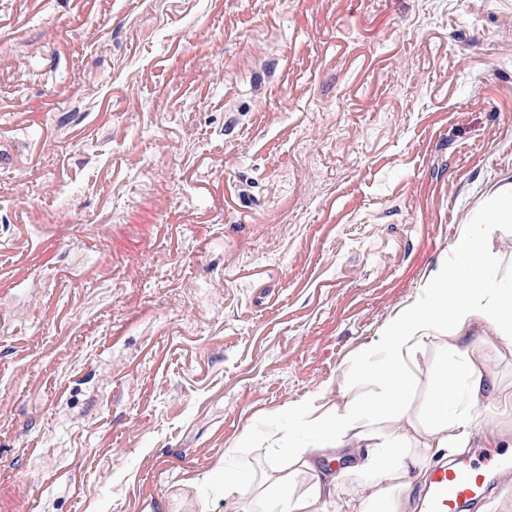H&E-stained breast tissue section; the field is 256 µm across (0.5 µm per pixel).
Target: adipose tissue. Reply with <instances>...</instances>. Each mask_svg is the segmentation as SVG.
I'll use <instances>...</instances> for the list:
<instances>
[{"label":"adipose tissue","mask_w":512,"mask_h":512,"mask_svg":"<svg viewBox=\"0 0 512 512\" xmlns=\"http://www.w3.org/2000/svg\"><path fill=\"white\" fill-rule=\"evenodd\" d=\"M512 223V182L485 201L484 217L466 225L452 246L454 260L426 282L422 295L387 325L378 347L360 351L339 385L343 403L323 409L314 400L288 406L287 422L266 433L269 456L257 470L224 471V494L252 512H403L411 474L435 448L465 444L476 409L512 402L489 370L488 338L469 339L474 326L494 333L512 355V280L499 277L486 249L492 223ZM434 349V378L426 404L411 407L412 367L425 347ZM370 385L351 395L353 380ZM357 454L353 465L331 476L317 456Z\"/></svg>","instance_id":"ef3b65f1"}]
</instances>
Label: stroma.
Here are the masks:
<instances>
[{
	"label": "stroma",
	"instance_id": "35a3bbf8",
	"mask_svg": "<svg viewBox=\"0 0 512 512\" xmlns=\"http://www.w3.org/2000/svg\"><path fill=\"white\" fill-rule=\"evenodd\" d=\"M505 181L512 0H0V512H234Z\"/></svg>",
	"mask_w": 512,
	"mask_h": 512
}]
</instances>
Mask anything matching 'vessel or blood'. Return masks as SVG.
<instances>
[{"label": "vessel or blood", "instance_id": "1", "mask_svg": "<svg viewBox=\"0 0 512 512\" xmlns=\"http://www.w3.org/2000/svg\"><path fill=\"white\" fill-rule=\"evenodd\" d=\"M512 466V457L495 450L467 454L452 465H435L422 489L424 512H461L468 503H482L491 495L492 473Z\"/></svg>", "mask_w": 512, "mask_h": 512}]
</instances>
